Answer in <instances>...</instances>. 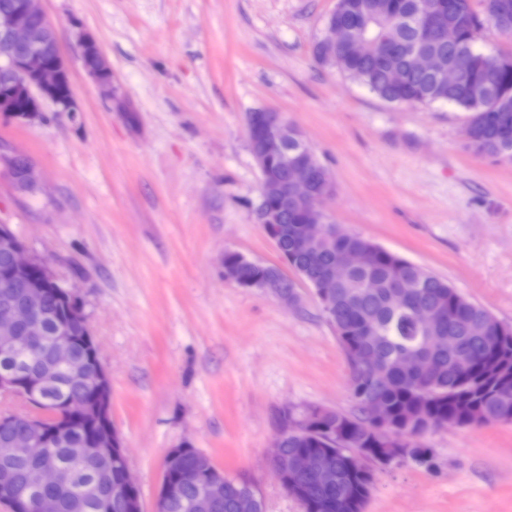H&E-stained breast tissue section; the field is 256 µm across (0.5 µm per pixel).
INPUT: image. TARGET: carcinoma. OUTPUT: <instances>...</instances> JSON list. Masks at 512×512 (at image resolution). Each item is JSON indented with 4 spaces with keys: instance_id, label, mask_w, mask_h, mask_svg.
Here are the masks:
<instances>
[{
    "instance_id": "carcinoma-1",
    "label": "carcinoma",
    "mask_w": 512,
    "mask_h": 512,
    "mask_svg": "<svg viewBox=\"0 0 512 512\" xmlns=\"http://www.w3.org/2000/svg\"><path fill=\"white\" fill-rule=\"evenodd\" d=\"M418 0H337L336 15L356 37L358 50L329 48L324 41L315 46L319 61L336 67L345 77L363 85L393 105H452L468 116V142L479 156L512 160V55L486 54L476 48L483 23H491L500 33L512 36V0H481L482 12L472 0H431L437 22L420 29L413 21ZM453 20L460 24L459 41L450 44L440 37L439 24ZM415 52L431 53L444 65L463 72L460 83L448 85L431 74L413 67ZM403 80L396 83L392 74ZM288 153H299L316 170L314 189H319L328 170L306 140H288ZM277 187L267 191L263 206L276 212L271 228L280 234L283 251L300 277L319 281L327 268L350 249L366 255L365 264L352 271L336 287L333 312L325 314L336 329L340 345L349 360L348 388L357 404V414L306 406L280 411V421L292 425L306 420V430L288 429L283 459L301 451L331 456L336 475L332 483L322 484L314 476H291L281 471V486L293 485L304 512H365L374 483V471L355 461L357 453L381 467L412 462L431 466L428 448L419 443L423 432L431 429L470 427L512 422V327L497 321L485 308L470 301L447 281L408 259L387 251L357 235L340 236L336 225L325 227V240L312 245L301 239L300 227L309 210L287 193L288 171L278 168ZM226 265L235 269L242 281H271L273 268L245 259L231 251ZM32 284L29 276L20 277L19 287L5 297L0 288V310L25 299ZM42 308L47 319L43 336L35 351L21 349L8 363L11 369L44 376L49 382L47 397L34 404L44 421L43 432L58 427L53 419L60 408L70 417L69 424L53 436L54 453L49 461L71 473L72 485L54 491L59 512H125L123 501L113 495L118 468L112 459L97 449L75 456L88 438L78 407L91 396L89 384L71 376L51 357L58 324L69 325L68 336L76 353L89 359L86 342L88 326L77 302L59 294V285L47 283ZM419 307L430 309L437 321L420 327L414 319ZM489 324L488 334L472 336L473 323ZM449 339L441 347L438 340ZM422 351L424 362L416 374L399 370L396 358L408 349ZM360 350L371 359L363 366L353 360ZM377 400L387 406L395 448L405 449L398 460L382 459V438L362 417V401ZM17 430L0 425V478L14 480V490L28 498L42 493L34 473L43 464L41 456L13 447ZM201 490L184 484L170 499L163 512H198L195 504ZM254 493L246 483L224 479V493L204 512H239L240 498Z\"/></svg>"
}]
</instances>
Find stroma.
Listing matches in <instances>:
<instances>
[{
    "label": "stroma",
    "instance_id": "stroma-1",
    "mask_svg": "<svg viewBox=\"0 0 512 512\" xmlns=\"http://www.w3.org/2000/svg\"><path fill=\"white\" fill-rule=\"evenodd\" d=\"M76 109L0 114V225L78 298L112 386V424L154 512L183 445L249 481L264 512H304L267 458L284 406L352 414L349 365L313 289L254 218L262 179L247 117L305 136L335 192L331 222L446 279L512 325V161L476 155L448 106L386 104L318 63L336 0H41ZM97 39L119 91L87 74ZM281 266L296 305L225 280V252ZM434 465L377 469L366 512H512V423L423 439Z\"/></svg>",
    "mask_w": 512,
    "mask_h": 512
}]
</instances>
